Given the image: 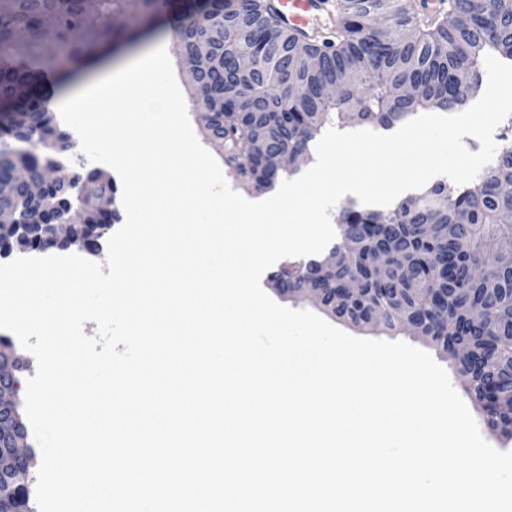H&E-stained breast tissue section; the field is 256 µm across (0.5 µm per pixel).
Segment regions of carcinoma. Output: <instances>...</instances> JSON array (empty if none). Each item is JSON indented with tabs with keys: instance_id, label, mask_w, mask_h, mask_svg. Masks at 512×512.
<instances>
[{
	"instance_id": "carcinoma-1",
	"label": "carcinoma",
	"mask_w": 512,
	"mask_h": 512,
	"mask_svg": "<svg viewBox=\"0 0 512 512\" xmlns=\"http://www.w3.org/2000/svg\"><path fill=\"white\" fill-rule=\"evenodd\" d=\"M335 39L308 42L318 65L307 68L294 49L303 39L283 27L265 0H0V173L19 162L45 185L37 200L23 191L0 199V213L26 223L92 224L83 208L54 181L49 162L72 149L56 128L49 100L64 75L52 72L50 49L81 69L109 45L134 43L160 27L170 32L186 69L208 86L207 137L224 150L225 163L256 192L270 190L278 172L247 167V159L281 151L307 157L328 126L391 129L423 111L448 112L480 90L490 54L512 65V12L487 0H448L434 19L413 0H339ZM248 48L256 71L233 66ZM495 163L464 185L439 180L389 209L354 205L336 216L338 242L322 258L285 262L270 275L293 294L310 279L329 289L322 307L357 326L409 328L437 346L454 348L472 399L494 406L488 425L512 438V116L501 125ZM84 200L116 193L114 182L81 165L71 170ZM496 260L474 275L486 249ZM393 251L380 265L376 255ZM355 282L363 288L346 295ZM453 336L442 329L448 317Z\"/></svg>"
}]
</instances>
